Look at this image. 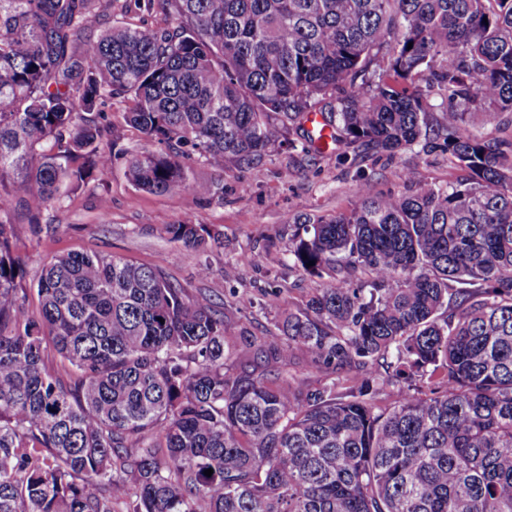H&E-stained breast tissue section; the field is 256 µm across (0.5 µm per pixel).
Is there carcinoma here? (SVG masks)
<instances>
[{"label":"carcinoma","mask_w":512,"mask_h":512,"mask_svg":"<svg viewBox=\"0 0 512 512\" xmlns=\"http://www.w3.org/2000/svg\"><path fill=\"white\" fill-rule=\"evenodd\" d=\"M162 2L170 29L0 0V512H512V136L468 129L512 114V0ZM115 98L159 149L104 140L89 114ZM312 112L338 148L421 143L467 175L299 218L321 284L280 339L98 253L19 287L13 199L53 234L62 186L116 157L140 190L208 197L186 159L257 167L284 133L320 155ZM299 352L318 386L293 384Z\"/></svg>","instance_id":"obj_1"}]
</instances>
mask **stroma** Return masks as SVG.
<instances>
[{
    "label": "stroma",
    "mask_w": 512,
    "mask_h": 512,
    "mask_svg": "<svg viewBox=\"0 0 512 512\" xmlns=\"http://www.w3.org/2000/svg\"><path fill=\"white\" fill-rule=\"evenodd\" d=\"M96 5L108 26L172 24L166 9L148 7L147 0H96ZM125 109L123 100L113 99L94 119L126 150L151 149V142L126 125ZM187 164L197 179L219 181V193L208 199L148 193L129 181L124 161L117 159L102 180L62 189L58 203L42 216L43 223L57 225L55 234L35 236L26 211L12 208L13 250L22 263V287L33 284L43 260L51 256L114 255L160 268L187 294L206 289L225 320L247 326L255 335L271 336L277 332L276 321L301 307L310 289L319 285L318 278L295 266L289 254L296 218L350 211L362 179L370 180L375 192L390 194L405 191L400 174L408 168L428 185L447 183L460 174L447 155L418 145L391 158L359 149L343 161L331 152L311 158L300 147L278 144L257 169L228 166L219 173L197 157ZM104 196L110 200L105 216L99 209ZM170 224L207 225L219 233L221 244L201 255L171 240L166 233ZM204 258L212 273L202 281L196 270Z\"/></svg>",
    "instance_id": "1"
}]
</instances>
